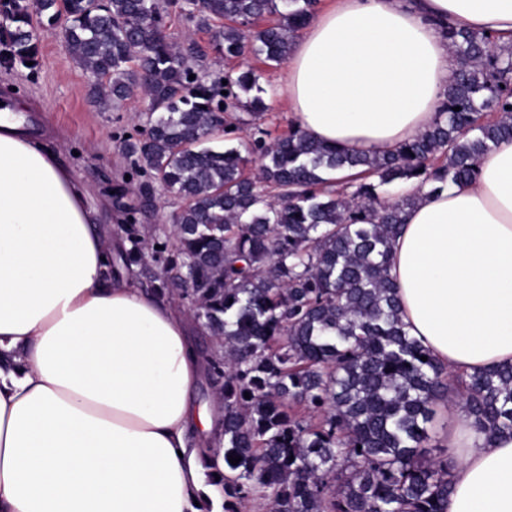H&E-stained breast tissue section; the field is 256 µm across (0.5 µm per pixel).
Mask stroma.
<instances>
[{
    "label": "stroma",
    "instance_id": "1",
    "mask_svg": "<svg viewBox=\"0 0 512 512\" xmlns=\"http://www.w3.org/2000/svg\"><path fill=\"white\" fill-rule=\"evenodd\" d=\"M40 55L35 69H9L0 66V86H11L29 105L31 125L47 130L48 146L83 182L95 204V219L118 241L110 255L111 263L130 243L124 227L129 219L144 226L171 225L180 202L165 191H157L151 207L141 208L137 191L127 179L128 162L114 137L133 131L147 101L137 97L122 109L103 108L88 99L87 74L72 60L57 30L37 26ZM267 110L262 120L269 141L288 135L296 121L287 105L278 99L277 80L281 67L253 60Z\"/></svg>",
    "mask_w": 512,
    "mask_h": 512
}]
</instances>
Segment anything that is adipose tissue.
<instances>
[{
	"mask_svg": "<svg viewBox=\"0 0 512 512\" xmlns=\"http://www.w3.org/2000/svg\"><path fill=\"white\" fill-rule=\"evenodd\" d=\"M512 45V0H331L296 37L279 93L320 143L391 153L436 119L456 67L437 22ZM0 92V512H205L198 448L220 406L176 304L107 276L86 187ZM401 318L450 375L512 364V140L422 196L390 250ZM447 512H512V439L449 404Z\"/></svg>",
	"mask_w": 512,
	"mask_h": 512,
	"instance_id": "ef3b65f1",
	"label": "adipose tissue"
}]
</instances>
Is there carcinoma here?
Returning a JSON list of instances; mask_svg holds the SVG:
<instances>
[{
    "label": "carcinoma",
    "instance_id": "carcinoma-1",
    "mask_svg": "<svg viewBox=\"0 0 512 512\" xmlns=\"http://www.w3.org/2000/svg\"><path fill=\"white\" fill-rule=\"evenodd\" d=\"M318 0H0V64L37 62L35 24H62L65 46L108 106L141 91L148 132L116 139L131 176L182 201L169 235L137 225L123 256L177 299L163 270L176 269L198 320L221 346L211 384L224 403V470L202 451L207 482L219 479L224 512L266 501L271 512H445L448 454L427 451L438 402L465 387L473 426L512 438V365L456 379L410 336L389 272L391 244L424 190L473 177L481 155L512 139V47L478 32L439 27L458 68L443 108L421 135L393 153L349 152L300 128L273 144L257 121L263 88L250 69L214 78L192 63L206 52L172 43L167 19L210 34L227 59L288 60ZM266 14L280 22L247 24ZM195 75L189 79V75ZM256 132L244 157L210 145L219 132ZM259 163L255 175L248 164ZM347 171L336 181L330 174ZM416 182L394 199L382 187ZM427 360H421V357ZM250 398H245L244 393ZM239 456L231 464L227 457Z\"/></svg>",
    "mask_w": 512,
    "mask_h": 512
}]
</instances>
